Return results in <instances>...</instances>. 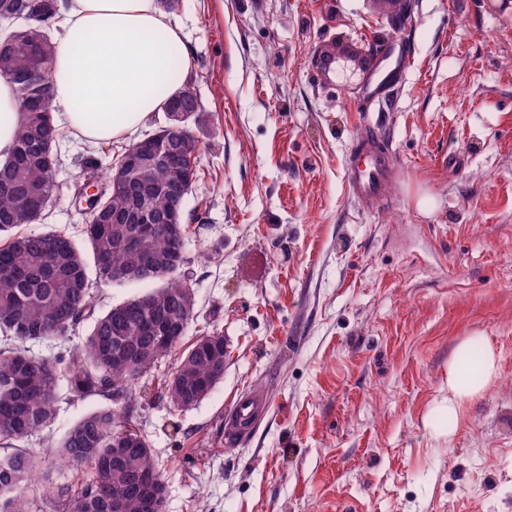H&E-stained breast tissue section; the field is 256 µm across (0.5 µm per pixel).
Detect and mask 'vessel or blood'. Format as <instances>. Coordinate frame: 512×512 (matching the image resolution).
Here are the masks:
<instances>
[{
	"label": "vessel or blood",
	"mask_w": 512,
	"mask_h": 512,
	"mask_svg": "<svg viewBox=\"0 0 512 512\" xmlns=\"http://www.w3.org/2000/svg\"><path fill=\"white\" fill-rule=\"evenodd\" d=\"M320 79L336 76L341 66L357 74L371 102L388 100L389 95L403 85L414 66V58L402 38L372 51L358 48L356 40H348L341 53H319L315 60ZM399 178L388 146L373 130L363 133L353 144L346 167V181L351 196L365 208L383 204ZM265 411V399L251 391L239 396L225 418L227 441L234 442L248 435L254 422Z\"/></svg>",
	"instance_id": "1"
}]
</instances>
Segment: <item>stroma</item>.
Wrapping results in <instances>:
<instances>
[{
  "instance_id": "obj_1",
  "label": "stroma",
  "mask_w": 512,
  "mask_h": 512,
  "mask_svg": "<svg viewBox=\"0 0 512 512\" xmlns=\"http://www.w3.org/2000/svg\"><path fill=\"white\" fill-rule=\"evenodd\" d=\"M181 0L170 17L201 111L185 198L194 328L221 331L224 379L195 407L161 394L175 360L135 384L129 423L167 483L166 512H512V0ZM402 37L415 66L387 103L329 89L316 50ZM385 135L400 179L383 207L352 200L351 146ZM54 201L29 229L82 240L73 200L101 148L63 133ZM204 214L196 223V214ZM491 344L498 377L449 422L448 362ZM269 406L224 440L226 409ZM98 397L60 394L48 439Z\"/></svg>"
}]
</instances>
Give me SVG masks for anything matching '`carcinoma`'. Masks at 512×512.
Returning a JSON list of instances; mask_svg holds the SVG:
<instances>
[{
  "label": "carcinoma",
  "mask_w": 512,
  "mask_h": 512,
  "mask_svg": "<svg viewBox=\"0 0 512 512\" xmlns=\"http://www.w3.org/2000/svg\"><path fill=\"white\" fill-rule=\"evenodd\" d=\"M35 0H0V12L28 16L16 27L19 35L0 55V78L17 87L20 103L38 97L52 103L51 68L55 43L49 36L56 4L30 15ZM166 103L189 109L185 119L172 118L155 132L180 165L161 156H141L140 178L150 190L149 209L161 219L146 233L141 224H116L114 217L136 211L133 194L112 186L113 170L128 157L124 151L96 157L83 165L82 178L99 186L97 205L84 227L85 246L62 230L22 232L44 215L54 182L53 155L46 141L58 138L53 116L33 108L22 111L11 159L0 166V512H31L25 490L42 488L47 469L25 447L33 434L50 427L55 403L64 390L75 399L110 396L130 401L135 381L158 361L181 350L174 371L164 380L163 395L176 408H191L224 379L229 351L224 336L213 330L184 341L194 321L196 295L182 269L186 263L189 225L183 202L169 194L171 183L197 178L201 147L190 125L197 113L194 89L185 84ZM140 236L132 250L126 241ZM108 283H155L157 287L95 312L90 270ZM91 321L84 342L45 355L24 343H56L71 339L76 327ZM129 407L106 406L77 420L51 455L67 465L88 468L78 483L65 485L55 512H163L167 486L145 437L118 425Z\"/></svg>",
  "instance_id": "carcinoma-1"
}]
</instances>
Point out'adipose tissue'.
Returning a JSON list of instances; mask_svg holds the SVG:
<instances>
[{"label":"adipose tissue","mask_w":512,"mask_h":512,"mask_svg":"<svg viewBox=\"0 0 512 512\" xmlns=\"http://www.w3.org/2000/svg\"><path fill=\"white\" fill-rule=\"evenodd\" d=\"M63 19L52 63L53 106L70 133L94 144L130 138L181 85L173 57H187L180 27L156 0H59ZM15 85L0 78V164L9 159L19 121ZM467 343L448 363L443 408L458 418L465 403L498 375L486 347L475 378L464 382Z\"/></svg>","instance_id":"1"}]
</instances>
